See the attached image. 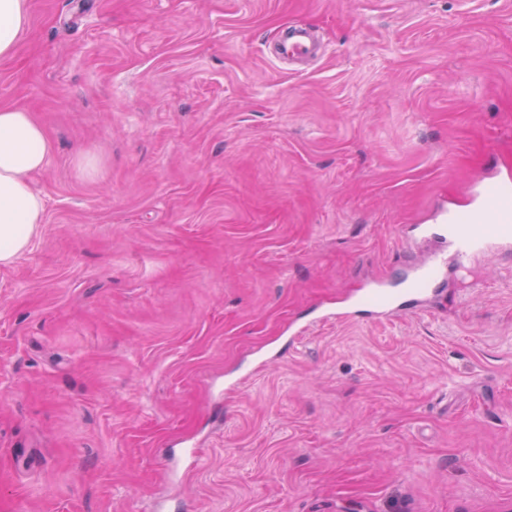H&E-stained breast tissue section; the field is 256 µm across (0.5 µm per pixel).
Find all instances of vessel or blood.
I'll return each mask as SVG.
<instances>
[{
    "label": "vessel or blood",
    "instance_id": "b4317fda",
    "mask_svg": "<svg viewBox=\"0 0 512 512\" xmlns=\"http://www.w3.org/2000/svg\"><path fill=\"white\" fill-rule=\"evenodd\" d=\"M318 47L306 28L294 26L280 45L279 54L288 60H303L315 55ZM422 238L445 244L442 252L433 253L409 278L411 294L425 297L432 280L442 274L448 261H456L466 268L469 260L512 250V179L481 184L477 191V205L472 214L443 213L438 224L417 227ZM371 316L404 310L405 305L388 292L373 288L361 300Z\"/></svg>",
    "mask_w": 512,
    "mask_h": 512
}]
</instances>
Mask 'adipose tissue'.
Masks as SVG:
<instances>
[{"label":"adipose tissue","instance_id":"obj_1","mask_svg":"<svg viewBox=\"0 0 512 512\" xmlns=\"http://www.w3.org/2000/svg\"><path fill=\"white\" fill-rule=\"evenodd\" d=\"M30 0H0V59L15 55L28 29ZM44 126L27 108H0V266L12 265L30 247L44 219L43 198L31 177L52 154Z\"/></svg>","mask_w":512,"mask_h":512}]
</instances>
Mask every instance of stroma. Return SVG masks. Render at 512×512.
Instances as JSON below:
<instances>
[{
  "mask_svg": "<svg viewBox=\"0 0 512 512\" xmlns=\"http://www.w3.org/2000/svg\"><path fill=\"white\" fill-rule=\"evenodd\" d=\"M30 2L0 107L54 152L0 267V512H512V253L329 317L512 170V0ZM319 48L306 28L295 25L281 42L279 55L288 60H303L315 55ZM361 303L369 309L367 312L373 317L406 310V302H399L391 294L379 288L366 292Z\"/></svg>",
  "mask_w": 512,
  "mask_h": 512,
  "instance_id": "stroma-1",
  "label": "stroma"
}]
</instances>
